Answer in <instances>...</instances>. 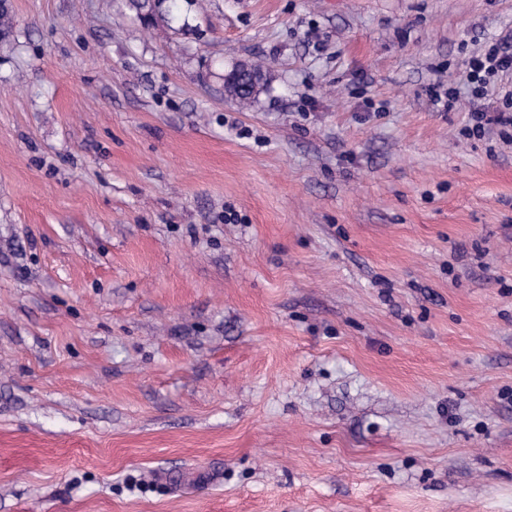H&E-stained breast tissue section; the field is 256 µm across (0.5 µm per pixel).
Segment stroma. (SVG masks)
<instances>
[{
	"label": "stroma",
	"mask_w": 512,
	"mask_h": 512,
	"mask_svg": "<svg viewBox=\"0 0 512 512\" xmlns=\"http://www.w3.org/2000/svg\"><path fill=\"white\" fill-rule=\"evenodd\" d=\"M9 3L0 512H512V0ZM128 2L129 7L135 11L136 16L144 22L150 23L148 25L155 24L158 19L163 21L167 19V23L169 20L174 21L177 19L175 16L171 18L166 17L169 15L168 13L166 14V10H163V4L166 0H128ZM508 39L512 40V36L496 39L464 62L463 73L472 95L471 125L465 129L468 137H482L491 125L512 127V86L507 90L501 86V93L494 96L496 87L512 76V52L506 47ZM498 79L499 85L495 84Z\"/></svg>",
	"instance_id": "stroma-1"
}]
</instances>
